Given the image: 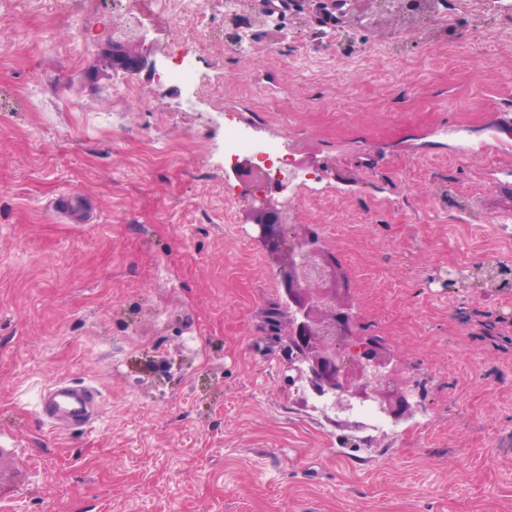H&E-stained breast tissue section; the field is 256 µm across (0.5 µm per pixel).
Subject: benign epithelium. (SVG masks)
I'll list each match as a JSON object with an SVG mask.
<instances>
[{
    "label": "benign epithelium",
    "mask_w": 512,
    "mask_h": 512,
    "mask_svg": "<svg viewBox=\"0 0 512 512\" xmlns=\"http://www.w3.org/2000/svg\"><path fill=\"white\" fill-rule=\"evenodd\" d=\"M354 0H300L317 13L342 11ZM379 12L403 16L420 9L419 0H372ZM105 65L129 73L157 71V61L149 54L129 50L116 41L104 58ZM263 174L253 167L244 181L242 195L258 228V238L267 251L283 254L287 265L280 270L288 313V361L304 364L298 370L325 408L349 412L354 406L370 403L395 421L409 418L421 408L414 399L415 386L404 378L400 361L384 342L363 333L349 304L341 299L336 256L312 230L296 231L282 222L280 211L261 186ZM512 271L497 262H488L473 273L482 286L512 283Z\"/></svg>",
    "instance_id": "benign-epithelium-1"
}]
</instances>
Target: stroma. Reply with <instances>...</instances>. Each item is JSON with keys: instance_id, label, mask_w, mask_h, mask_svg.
Instances as JSON below:
<instances>
[{"instance_id": "35a3bbf8", "label": "stroma", "mask_w": 512, "mask_h": 512, "mask_svg": "<svg viewBox=\"0 0 512 512\" xmlns=\"http://www.w3.org/2000/svg\"><path fill=\"white\" fill-rule=\"evenodd\" d=\"M446 7L424 31L370 0L330 27L294 11L236 50L210 0L189 107L103 66L126 0H0V512H512V285H448L512 268V16ZM228 112L321 171L293 221L419 389L412 418L355 431L297 380ZM59 380L98 394L65 434L38 415Z\"/></svg>"}]
</instances>
